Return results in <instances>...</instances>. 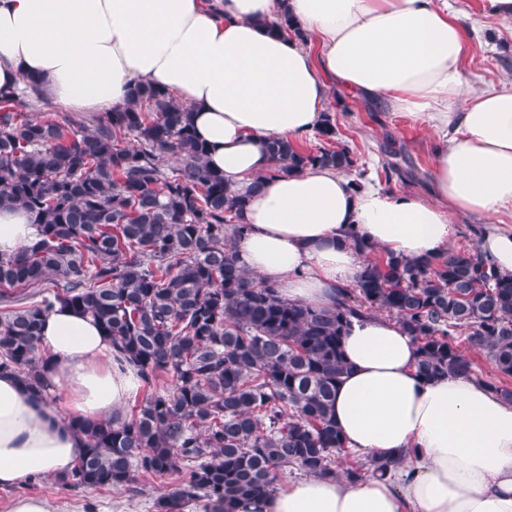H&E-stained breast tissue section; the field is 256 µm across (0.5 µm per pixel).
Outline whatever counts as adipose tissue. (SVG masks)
Returning a JSON list of instances; mask_svg holds the SVG:
<instances>
[{"mask_svg":"<svg viewBox=\"0 0 512 512\" xmlns=\"http://www.w3.org/2000/svg\"><path fill=\"white\" fill-rule=\"evenodd\" d=\"M288 3L307 40L272 29ZM465 28L448 0H0V91L37 81L69 112H109L138 83L190 107L211 168L248 202L241 262L291 301L331 308L363 259L357 234L408 260L449 253L454 215L491 224L480 248L512 274V90L466 87ZM437 130L434 197L313 166L270 177V139L316 130L330 87ZM39 239L0 208V253ZM334 418L354 453L401 458L384 479L305 476L241 512H512V403L480 380L418 376V344L395 319L352 318ZM42 386L0 373V490L8 512H52L23 494L69 472L86 440L74 421H112L141 386L91 317L62 304L39 330Z\"/></svg>","mask_w":512,"mask_h":512,"instance_id":"1","label":"adipose tissue"}]
</instances>
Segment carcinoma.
<instances>
[{
  "label": "carcinoma",
  "instance_id": "obj_1",
  "mask_svg": "<svg viewBox=\"0 0 512 512\" xmlns=\"http://www.w3.org/2000/svg\"><path fill=\"white\" fill-rule=\"evenodd\" d=\"M40 101L0 94V207L41 228L31 249L0 253V301L17 304L0 317V371L41 386L40 323L61 303L100 325L146 392L117 423H74L87 448L58 484L118 488L149 473L171 486L156 512H238L291 469L337 477L342 337L351 318L377 311L416 340L425 379L475 374L462 336L512 378V276L493 273L478 247L406 261L353 234L363 269L336 306L290 302L240 261L246 199L209 168L189 107L137 85L87 124L29 117ZM268 152L278 176L355 166L340 145L273 139ZM396 464L356 461L343 474L355 482Z\"/></svg>",
  "mask_w": 512,
  "mask_h": 512
}]
</instances>
